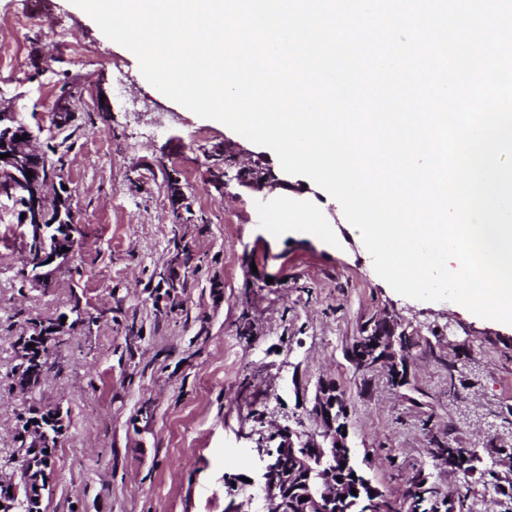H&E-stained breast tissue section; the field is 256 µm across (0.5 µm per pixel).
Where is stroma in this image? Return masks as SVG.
I'll use <instances>...</instances> for the list:
<instances>
[{
	"mask_svg": "<svg viewBox=\"0 0 512 512\" xmlns=\"http://www.w3.org/2000/svg\"><path fill=\"white\" fill-rule=\"evenodd\" d=\"M30 10L21 28L0 0V45L12 48L0 108L54 147L46 192H67L76 246L48 285L35 283L33 238L0 195V477L15 476L33 441L18 419L35 407L63 417L41 512H264L262 497L229 495L224 480L253 477L258 443L280 429L315 431V389L331 377L357 460L382 490L402 497L420 474L460 492L463 512H512V329L394 292L306 177L217 190L225 145L277 173L275 153L170 100L71 0ZM57 18L70 43L54 38ZM172 173L185 194L177 211ZM286 192L309 199L320 225L287 223L276 206ZM381 316L416 341L406 386L348 356ZM49 324L60 337L49 369L19 390L20 341ZM436 439L475 449L474 471L433 461Z\"/></svg>",
	"mask_w": 512,
	"mask_h": 512,
	"instance_id": "35a3bbf8",
	"label": "stroma"
}]
</instances>
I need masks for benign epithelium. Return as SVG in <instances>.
I'll list each match as a JSON object with an SVG mask.
<instances>
[{
    "instance_id": "7a95c632",
    "label": "benign epithelium",
    "mask_w": 512,
    "mask_h": 512,
    "mask_svg": "<svg viewBox=\"0 0 512 512\" xmlns=\"http://www.w3.org/2000/svg\"><path fill=\"white\" fill-rule=\"evenodd\" d=\"M24 124L14 112L0 108V154L9 157L0 159V182L10 186L11 197L24 200L27 210L23 223L31 225L37 238L43 242V249L32 264L46 268L53 260L66 262L74 251L73 226L69 204L65 197H59L55 218L47 213L48 199L45 194L46 182L42 168L46 159L34 146L35 137L31 131L21 132ZM26 136L19 140L17 136ZM224 167L236 169L232 179L238 186L253 191L286 186V181L277 178L270 170L261 169L255 176L252 169L239 167L229 151L224 148ZM33 177H26L27 171ZM68 251H62V248ZM414 340L396 321L381 318L376 321L369 337L362 339V357L358 369L384 366L394 376L395 385L401 387L409 381V367ZM312 411L318 422V430L299 432L290 428L278 433L280 441L274 448L257 449L261 467L250 484L258 485L263 493L266 512H288L293 505L299 512H340L348 505L350 491L357 490V497L368 505L365 512H417L418 496L438 491L424 485L413 488L403 500L391 498L366 472H357L347 477L348 463L353 449L348 430V409L344 394L336 382L325 380L318 384ZM474 451L470 448L452 449L448 469L465 470L473 462Z\"/></svg>"
}]
</instances>
